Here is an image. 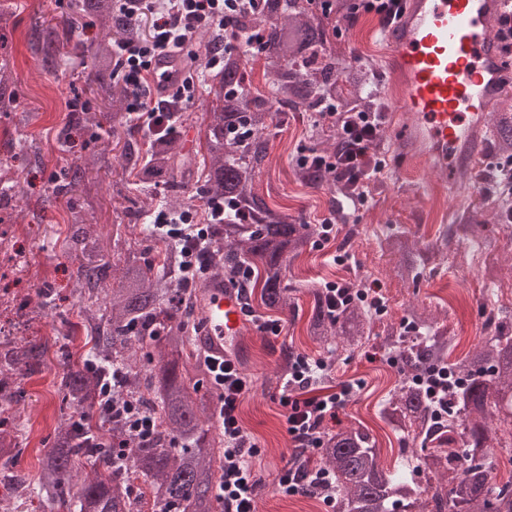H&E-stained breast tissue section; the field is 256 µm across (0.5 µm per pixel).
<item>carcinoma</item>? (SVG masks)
Instances as JSON below:
<instances>
[{"label": "carcinoma", "mask_w": 512, "mask_h": 512, "mask_svg": "<svg viewBox=\"0 0 512 512\" xmlns=\"http://www.w3.org/2000/svg\"><path fill=\"white\" fill-rule=\"evenodd\" d=\"M80 13L110 23L109 32L91 52L90 91L110 112L76 109L63 130L94 134L103 123L127 139L121 154L123 167L134 173L138 194L128 197L126 216L146 219L156 207L155 186L162 183L176 197L194 183L207 200L224 202V223L211 216L208 241L219 256L220 270L228 275L244 264L256 271L262 283L261 302L271 311L286 314L295 307L296 288L286 282L290 263L311 236L310 224L272 209L255 190V178L269 159V127L286 111H325L329 103L377 111L389 105L370 65H356L355 52L338 42L335 20L351 10V0H261L258 12L239 15L237 27L246 37L262 29L260 51L242 58L224 56V66L203 79L201 89L212 103L208 112L203 150L182 152L175 138L146 139L142 150L129 139L134 130L127 112V91L112 57V41L134 39L137 28L115 16L112 0H75ZM43 67L55 70L61 62V42L53 29L35 28ZM224 52V40L211 35L195 43L203 61ZM263 61L269 91L252 90V64ZM0 58V112L15 108V91ZM311 136L336 149V127L316 121ZM489 153L512 162V95L504 93L490 112L486 131ZM101 156L91 153L65 170L67 189L79 190L86 202L70 209L65 247L74 261L76 291L93 294L103 289L104 313L86 314L97 367L83 360H68L61 379L63 400L72 414L54 434L52 448L39 460L34 481L43 512H224L215 488L224 472V440L213 432L212 419L218 397L201 394L208 370L198 357L194 336L195 287L173 281L171 272L181 268V246L160 233L147 231L150 244L130 251L119 263L106 259L107 241L100 232L97 202L92 195L93 173ZM308 185L332 183L330 176L309 168L298 169ZM477 213L465 208L449 232L468 231ZM441 243L424 247L408 244L392 234L386 246L401 253L397 276L417 282L423 272L414 256L436 254ZM352 298L332 311L320 288L308 289L313 299L308 335L330 354L354 349L374 335V325L386 313L376 311L358 293L361 284L349 282ZM486 326L492 329L474 353L448 359L455 336L435 318L414 308L398 324L384 325L383 346L395 352L401 378L387 402L386 419L420 451L401 471L384 469L369 435L349 427L323 432L318 449L320 467L330 473L336 512H512V478L496 481L495 451L507 449L490 422L512 426V321L502 310L489 311ZM47 347L28 342L15 345L0 340V459L15 458V436L4 414L12 409L21 379L45 365ZM446 368L450 377L466 385L448 386L452 418L443 425L432 419L425 385L418 378L434 368ZM123 372V383L114 394L148 408L155 417L149 440L131 435L118 420L93 423L101 388L112 381V371ZM127 448L146 492L135 490L122 475L127 460L114 462L103 445ZM85 460L90 472L80 476L76 462ZM79 493L71 494L77 481Z\"/></svg>", "instance_id": "cac0c4a2"}]
</instances>
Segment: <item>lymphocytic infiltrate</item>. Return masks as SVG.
<instances>
[{
  "mask_svg": "<svg viewBox=\"0 0 512 512\" xmlns=\"http://www.w3.org/2000/svg\"><path fill=\"white\" fill-rule=\"evenodd\" d=\"M257 0H112L117 14L133 23L150 19L149 37L113 42L112 51L127 87L126 110L140 130L158 135L174 132L175 113L189 109L196 101L193 78L177 81L169 89L151 92L156 78L153 63L169 51L193 56L195 36L204 30H235L236 19ZM326 119L335 125L342 149L333 153H316L300 149L296 163L315 167L330 174L343 201L361 209L369 199V189L379 179L384 166L374 152L385 115L381 112L357 111L330 106ZM155 227L165 230L168 238L186 242L183 270L192 280H199L207 269L204 244L207 236L195 220L194 208L172 217L163 208L151 214ZM211 382L218 391L220 410L217 422L224 435V476L219 498L224 512H255L260 481L253 461L261 453L259 442L243 427L239 405L252 381L232 363H208ZM326 369L321 359L300 356L288 372L280 403L285 408L286 430L294 447L318 448L322 445V425L335 417L353 396L351 385L342 384L316 394L312 386ZM327 470L293 462L282 467L276 476L279 491L289 496L305 494L311 488L326 487Z\"/></svg>",
  "mask_w": 512,
  "mask_h": 512,
  "instance_id": "f902f5d3",
  "label": "lymphocytic infiltrate"
}]
</instances>
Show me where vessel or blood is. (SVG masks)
<instances>
[{
	"mask_svg": "<svg viewBox=\"0 0 512 512\" xmlns=\"http://www.w3.org/2000/svg\"><path fill=\"white\" fill-rule=\"evenodd\" d=\"M503 0H404L384 37L387 68L399 83L397 111L410 121L393 137L402 168L447 169L448 190H462L483 147L481 132L508 77L491 34ZM201 353L239 364L256 325L242 292L223 276L205 278L194 294Z\"/></svg>",
	"mask_w": 512,
	"mask_h": 512,
	"instance_id": "obj_1",
	"label": "vessel or blood"
}]
</instances>
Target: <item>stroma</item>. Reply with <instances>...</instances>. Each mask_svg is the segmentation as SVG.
<instances>
[{
    "label": "stroma",
    "mask_w": 512,
    "mask_h": 512,
    "mask_svg": "<svg viewBox=\"0 0 512 512\" xmlns=\"http://www.w3.org/2000/svg\"><path fill=\"white\" fill-rule=\"evenodd\" d=\"M0 9L10 15L8 24L0 27V50L10 60L19 102L16 112L0 114V157L13 155L12 176L20 191L13 203L10 239L28 261L27 285L17 291L18 297L26 301L19 312V334L50 346L41 371L21 385L19 413L13 423L19 453L10 471L30 481L39 458L51 446L54 428L67 415L60 393L62 355L68 351L79 358L90 349L83 325L89 302L72 292L73 265L63 243L68 208L76 197L59 192L58 187L63 182L64 167L77 163L83 148L99 150L111 139L103 132L98 139L80 144L68 142L61 135L73 100L85 102L90 97L88 71L78 62L102 39L104 29L100 23L78 20L74 37L62 48L67 65L48 72L31 46V30L38 23L67 28L73 14L69 0H0ZM343 34L377 75L385 76L387 47L378 19L360 14L353 25L344 26ZM312 124L308 113L291 112L272 129L269 162L256 178L255 189L270 207L291 217H305L314 225L335 206L336 193L325 186L304 185L295 175L298 150L317 146L311 137ZM111 157L112 167L98 174L102 184L100 224L107 234L125 224L126 200L136 193L133 177L118 162L119 151H112ZM468 182L471 193L459 199L449 194L445 177L439 172L425 168L403 175L386 167L364 208L341 219L345 225H362L360 236L350 241L340 234L323 248L306 247L292 266L290 280L315 288L329 282L366 281L384 296L389 318L400 319L406 305H415L448 327L458 341L456 355H463L484 336L485 309L494 305L497 298L512 294V227L499 224L490 214L481 215L471 235L449 241L448 251L454 255V262L432 261L414 284L399 280L395 257L381 251L379 243L392 225L416 242L435 241L441 225L454 223L458 210L479 205L483 200L477 175H470ZM489 237L495 241L498 256V269L492 275L472 258L474 248ZM341 247L354 256V263L332 262L331 253ZM37 284L60 293L56 309H49L34 298L32 288ZM295 308V313L281 316L279 335L258 332L248 340L249 357L244 371L253 385L243 399L241 411L244 427L262 447V454L255 461L262 478L256 512L326 510L321 497H285L274 485L277 470L290 461L293 452L285 428V410L279 402L283 379L278 365L284 348H292L297 355L327 359L331 367L329 386L353 385L354 396L335 419L326 421V428L363 427L388 465L406 462L412 455V441L404 439L382 416L383 405L399 376L378 340L366 341L352 353L327 355L306 333L312 308L309 295H298Z\"/></svg>",
    "instance_id": "obj_1"
}]
</instances>
